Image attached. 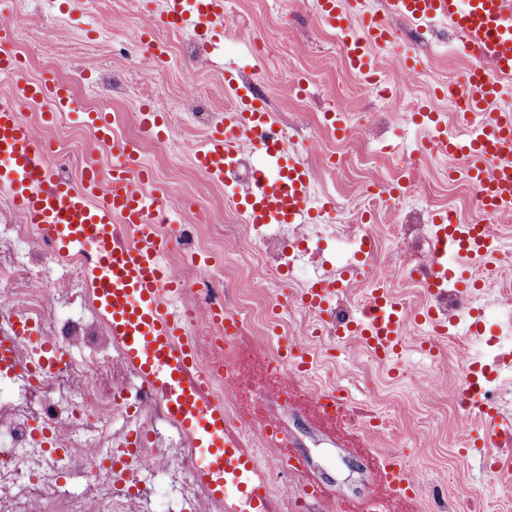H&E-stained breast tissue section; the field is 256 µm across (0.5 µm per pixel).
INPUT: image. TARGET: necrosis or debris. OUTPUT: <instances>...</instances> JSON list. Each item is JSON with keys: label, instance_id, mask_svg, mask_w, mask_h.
I'll list each match as a JSON object with an SVG mask.
<instances>
[{"label": "necrosis or debris", "instance_id": "1", "mask_svg": "<svg viewBox=\"0 0 512 512\" xmlns=\"http://www.w3.org/2000/svg\"><path fill=\"white\" fill-rule=\"evenodd\" d=\"M222 234V225L210 223L202 212L169 250L171 265L179 269L186 284L176 305L198 348L197 368L207 379L206 391L226 405L228 427L246 441L256 440L267 447L273 464L281 467L291 460L288 442L271 420L259 418L255 407L244 401L247 380L241 365L257 360L270 387L291 401L314 403L318 387L292 376L278 352L261 350L246 340L252 322L265 312L260 302L247 299L225 307V321L236 326L233 338H226L223 323L211 320L210 307L224 285V267L201 269L191 257L199 250L220 246ZM85 265L81 253L58 262L38 225L22 219L0 224V280L8 285L0 294V305L40 323L44 335L60 346L89 348L82 358L47 371L22 396L0 397V512H129L132 505L130 499L116 494L110 473L96 467L103 448L109 445L104 429L113 415L124 412L115 397L128 379L121 351L109 346L99 319L83 311L63 316L49 308L66 290L88 300ZM42 421L55 429L65 449L63 455L49 456L32 436L33 424ZM140 458L127 474L128 485H137L144 473H162L181 480L185 495L206 503L208 512H219L204 487L184 478L195 460L189 441L174 445L155 441L141 448ZM87 464L94 465L95 472L85 493L54 492L59 474L81 479Z\"/></svg>", "mask_w": 512, "mask_h": 512}]
</instances>
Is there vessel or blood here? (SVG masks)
Returning a JSON list of instances; mask_svg holds the SVG:
<instances>
[{
  "label": "vessel or blood",
  "instance_id": "b4317fda",
  "mask_svg": "<svg viewBox=\"0 0 512 512\" xmlns=\"http://www.w3.org/2000/svg\"><path fill=\"white\" fill-rule=\"evenodd\" d=\"M160 4L162 21L188 33L223 37L224 0H160ZM386 11L407 21H445L473 54L475 63L462 81L463 93L453 103L468 113L484 112L485 117L462 138L448 137L442 124H435L431 143L441 153L464 157L466 174L486 208L511 209L512 110L498 102L503 80L512 78V0H386ZM318 15L340 32L350 71L376 80L373 52L390 45L393 38L387 21L366 15L354 0H318ZM224 81L236 98L196 146V167L232 189L245 223L317 222L319 215L310 205L311 171L285 147L265 98L250 84H238L232 72H225ZM13 97L14 104L0 105V185L9 189L20 212L40 225L60 257L90 251L85 275L95 312L142 386L164 402L192 441L197 452L192 472L210 498L224 512H270L264 493L268 473L260 456L227 428L223 401L206 396L204 379L195 369L196 348L172 303L183 284L164 259L167 242L153 229L160 202L142 187L145 174L138 169L135 146L118 135L106 116L88 113L87 120L100 138L122 147L123 159L106 181L93 165L83 168L79 184L57 178L46 163L44 146L35 142L17 106L45 105L44 117L53 121L71 108L69 86L21 79L13 87ZM245 143L262 162L242 184L236 173ZM435 224L427 285L447 280L449 256L485 261L497 251L498 238L488 225L457 224L448 214L436 216ZM333 293L331 282L319 280L299 289L297 296L329 324L339 342L361 341L384 360L398 353L410 316L389 289L374 282L373 309L350 319L336 318ZM0 319L10 324L8 332L0 333V377L20 376L33 384L45 368L61 361L55 344L41 335L34 322L9 312L0 314ZM279 354L302 374L313 369L308 353L291 342H280ZM505 366L502 360L491 366L473 363L469 386L494 381ZM472 410L484 445H512L511 418L481 400ZM144 444V432L131 430L112 456L111 474L121 477L135 449ZM381 473L390 492L412 496L413 481L395 456L383 457Z\"/></svg>",
  "mask_w": 512,
  "mask_h": 512
}]
</instances>
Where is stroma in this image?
Masks as SVG:
<instances>
[{
  "label": "stroma",
  "instance_id": "obj_1",
  "mask_svg": "<svg viewBox=\"0 0 512 512\" xmlns=\"http://www.w3.org/2000/svg\"><path fill=\"white\" fill-rule=\"evenodd\" d=\"M223 42L189 41L186 32L164 25L143 0H10L4 23L11 48L22 59V75L67 82L78 112L55 125H43L40 114L26 108L36 139L51 141L57 153L51 168H65L78 180L84 163L109 172L111 152L99 149L93 128L83 122L85 111L114 117L123 137L140 130L137 115L147 107L159 112L169 135L195 143L206 127L193 119V101L210 96L216 111L228 106L232 91L224 85L225 69L236 78L261 83L268 110L294 152L310 168L311 197L333 203L334 211L319 224H284L290 242L308 250L298 258L291 278L269 274L263 294L269 305L281 306L277 322L262 320L252 338L269 346L271 332L314 352L319 363L312 373L322 385L343 391L365 409L364 417L338 430L312 407L277 406V420L287 431L304 470L269 469V483L280 494H291L304 481L319 485L320 501L311 512H368L373 497H382L387 512H512V448H462L455 418V401L468 365L485 363L512 351V262L487 270L483 262L465 261L462 270L477 279L471 304L484 315V332L426 337L411 328L393 364L377 361L358 343H339L330 334L315 335L313 314L294 301L296 288L334 273L347 262L356 239L372 235L379 248L337 305L357 310L358 299L382 265L401 267L392 290L414 309L433 304L421 285L435 232L434 212L456 214L460 223L479 219L465 203L464 178L449 180L458 160L430 152V130L407 122L366 80L344 67L336 31L316 14L317 0H226ZM391 49L375 52L383 75L399 72L404 88H416L421 99H434L439 118L449 131L464 126V118L449 101L434 98L449 77H462L474 59L460 38L443 23L412 24L392 19ZM136 26H149L168 47L158 61L129 38ZM341 113L350 128L348 140L327 130L326 115ZM151 172L148 187L156 192L178 224H191L196 212L224 227V299L236 303L252 290L236 259L245 230L224 185L204 176L190 150L179 146L146 148L140 153ZM418 170L420 201L401 200L373 205L366 188L389 183L405 166ZM390 421L401 439L373 433L370 418ZM400 457L416 484L412 499L390 496L378 472L382 455ZM140 512H194L171 480L144 476Z\"/></svg>",
  "mask_w": 512,
  "mask_h": 512
}]
</instances>
